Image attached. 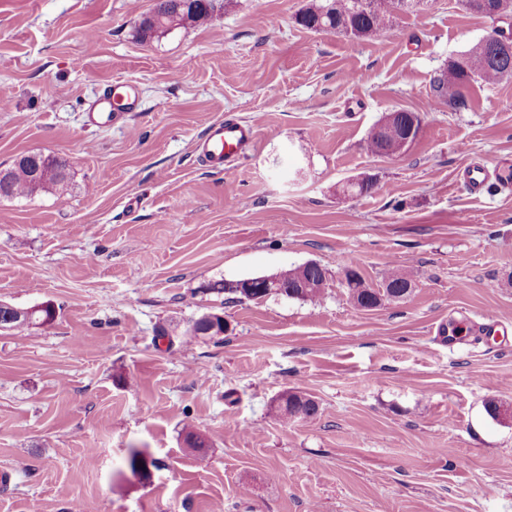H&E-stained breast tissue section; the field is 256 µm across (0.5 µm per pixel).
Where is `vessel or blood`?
Masks as SVG:
<instances>
[{
	"label": "vessel or blood",
	"instance_id": "vessel-or-blood-1",
	"mask_svg": "<svg viewBox=\"0 0 512 512\" xmlns=\"http://www.w3.org/2000/svg\"><path fill=\"white\" fill-rule=\"evenodd\" d=\"M120 100L121 109L125 112H136L140 109V99L134 84H123L122 88L105 86L97 100L89 108L91 123H99L112 115L113 100ZM257 134V125L253 122L236 120L216 121L209 124L196 144L199 160L211 168H224L233 164L242 151L252 143Z\"/></svg>",
	"mask_w": 512,
	"mask_h": 512
}]
</instances>
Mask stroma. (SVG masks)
<instances>
[{"instance_id": "obj_1", "label": "stroma", "mask_w": 512, "mask_h": 512, "mask_svg": "<svg viewBox=\"0 0 512 512\" xmlns=\"http://www.w3.org/2000/svg\"><path fill=\"white\" fill-rule=\"evenodd\" d=\"M309 2L216 0L208 24L144 41L155 0H0V169L70 165L66 194L0 198V301L57 310L0 329V512H512V188L463 176L512 165V78L459 110L432 90L494 24L424 0L358 39L297 25ZM118 82L141 110L92 124ZM394 110L418 137L370 153ZM227 117L256 139L204 167L195 144ZM356 179L372 189L342 193ZM349 258L374 288L409 272L412 293L356 307ZM309 261L316 303L207 288ZM210 313L227 332L188 339ZM287 390L317 415L281 421ZM399 116L400 115L397 112L387 113L378 122L379 131L382 134L390 133V131L393 128V124L395 122H397L398 118H400ZM378 128H377V124L374 125L368 132L367 140H366L367 149L372 154H376V155L383 154L380 152L382 134L378 131Z\"/></svg>"}]
</instances>
